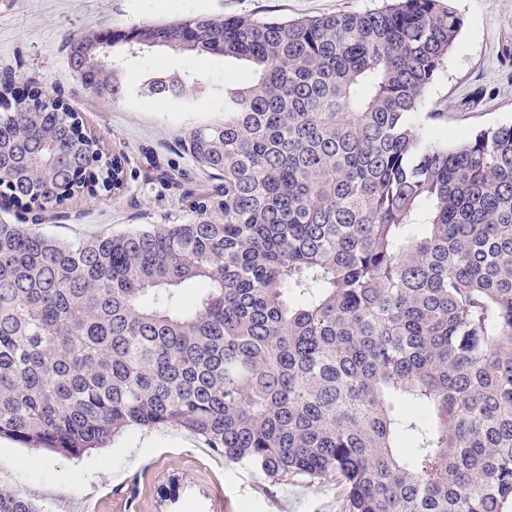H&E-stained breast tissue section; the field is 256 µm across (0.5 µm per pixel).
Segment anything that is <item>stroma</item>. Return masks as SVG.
<instances>
[{
    "label": "stroma",
    "instance_id": "1",
    "mask_svg": "<svg viewBox=\"0 0 512 512\" xmlns=\"http://www.w3.org/2000/svg\"><path fill=\"white\" fill-rule=\"evenodd\" d=\"M383 0H0V80L59 97L109 155H124L125 186L44 213L47 235L76 240L133 224L176 222L190 198L210 185L184 140L218 120L211 88L241 85L250 72L236 61L156 48L131 59L126 82L189 71L206 83L188 102L130 98L115 105L91 93L71 68L67 46L92 30L129 29L208 16L304 18L363 12ZM463 27L429 87L428 108L442 109L432 129L443 140L512 121V0H454ZM43 512H345L335 483L267 481L248 466L225 463L196 435L172 426L136 428L111 446L71 460L0 438V489Z\"/></svg>",
    "mask_w": 512,
    "mask_h": 512
}]
</instances>
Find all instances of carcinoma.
<instances>
[{
    "instance_id": "obj_1",
    "label": "carcinoma",
    "mask_w": 512,
    "mask_h": 512,
    "mask_svg": "<svg viewBox=\"0 0 512 512\" xmlns=\"http://www.w3.org/2000/svg\"><path fill=\"white\" fill-rule=\"evenodd\" d=\"M462 26L444 0H392L73 39L113 103L153 48L251 77L185 140L223 186L179 223L63 241L0 222V436L78 458L171 425L269 479L334 482L349 512H512V122L453 143L424 127ZM123 178L59 98L0 83L3 204ZM0 512L40 510L0 489Z\"/></svg>"
}]
</instances>
